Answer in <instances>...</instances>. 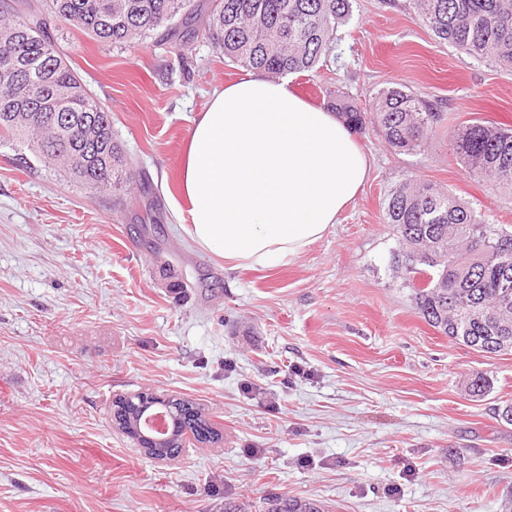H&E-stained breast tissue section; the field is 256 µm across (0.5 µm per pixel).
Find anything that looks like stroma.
I'll return each mask as SVG.
<instances>
[{
    "label": "stroma",
    "mask_w": 512,
    "mask_h": 512,
    "mask_svg": "<svg viewBox=\"0 0 512 512\" xmlns=\"http://www.w3.org/2000/svg\"><path fill=\"white\" fill-rule=\"evenodd\" d=\"M48 29L111 112L160 222L141 224L139 191L91 193L0 139V512H261L274 494L325 512H512V424L496 414L512 352L420 318L383 220L390 189L427 181L512 225L449 138L470 120L512 127V71L440 44L405 0H356L334 52L289 89L365 106L400 82L436 104L439 131L400 154L367 127L372 172L338 224L280 267L232 270L183 234L180 181L193 119L247 69L202 38L181 55ZM477 376L485 395L468 390ZM146 390L200 404L223 445L146 456L111 413Z\"/></svg>",
    "instance_id": "stroma-1"
}]
</instances>
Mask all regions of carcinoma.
Here are the masks:
<instances>
[{"label": "carcinoma", "mask_w": 512, "mask_h": 512, "mask_svg": "<svg viewBox=\"0 0 512 512\" xmlns=\"http://www.w3.org/2000/svg\"><path fill=\"white\" fill-rule=\"evenodd\" d=\"M435 37L468 56L512 70V0H408ZM353 0H4L0 3V137L26 142L35 160L62 167L91 191L120 190L127 161L112 138V117L89 93L51 40L50 15L113 45L162 31L179 52L185 29L207 17L201 35L226 60L271 76L308 72L332 50ZM354 131L371 123L402 153L421 147L441 113L403 83L381 88L366 108L338 95L328 102ZM452 148L465 168L483 177L512 205V129L482 121L460 125ZM386 223L399 248L395 277L410 290L420 317L454 342L483 353L512 350V229L489 223L452 192L431 182L402 184L387 195ZM141 391L113 402L116 428L137 440L134 416ZM173 432L160 452L177 458L192 437L221 442L203 409L165 396ZM265 512H321L312 503L274 496Z\"/></svg>", "instance_id": "1"}]
</instances>
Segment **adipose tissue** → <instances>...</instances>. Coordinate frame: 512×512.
I'll use <instances>...</instances> for the list:
<instances>
[{"instance_id":"adipose-tissue-1","label":"adipose tissue","mask_w":512,"mask_h":512,"mask_svg":"<svg viewBox=\"0 0 512 512\" xmlns=\"http://www.w3.org/2000/svg\"><path fill=\"white\" fill-rule=\"evenodd\" d=\"M369 171L334 112L301 99L287 79L256 73L215 92L192 122L184 230L232 267L273 268L325 235Z\"/></svg>"}]
</instances>
